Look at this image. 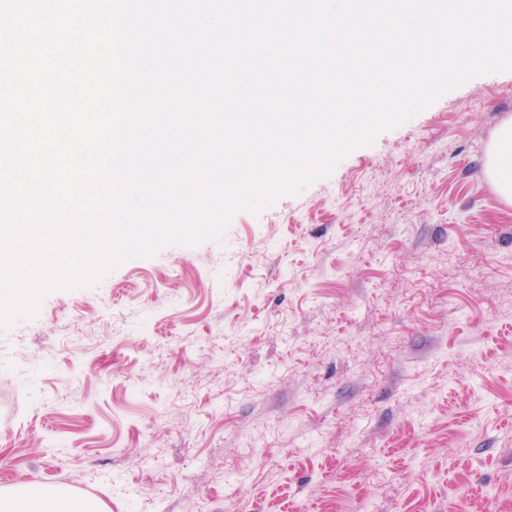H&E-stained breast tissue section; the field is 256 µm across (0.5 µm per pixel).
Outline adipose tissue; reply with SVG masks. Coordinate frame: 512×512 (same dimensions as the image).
<instances>
[{
	"instance_id": "adipose-tissue-1",
	"label": "adipose tissue",
	"mask_w": 512,
	"mask_h": 512,
	"mask_svg": "<svg viewBox=\"0 0 512 512\" xmlns=\"http://www.w3.org/2000/svg\"><path fill=\"white\" fill-rule=\"evenodd\" d=\"M489 174L499 192L512 200V125L504 126L493 145ZM0 512H99L96 504L73 496L60 485H20L0 493Z\"/></svg>"
}]
</instances>
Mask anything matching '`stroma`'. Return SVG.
Wrapping results in <instances>:
<instances>
[{"mask_svg": "<svg viewBox=\"0 0 512 512\" xmlns=\"http://www.w3.org/2000/svg\"><path fill=\"white\" fill-rule=\"evenodd\" d=\"M467 112L469 123L455 125ZM477 76L222 242L0 327V490L104 512H512V202Z\"/></svg>", "mask_w": 512, "mask_h": 512, "instance_id": "1", "label": "stroma"}]
</instances>
